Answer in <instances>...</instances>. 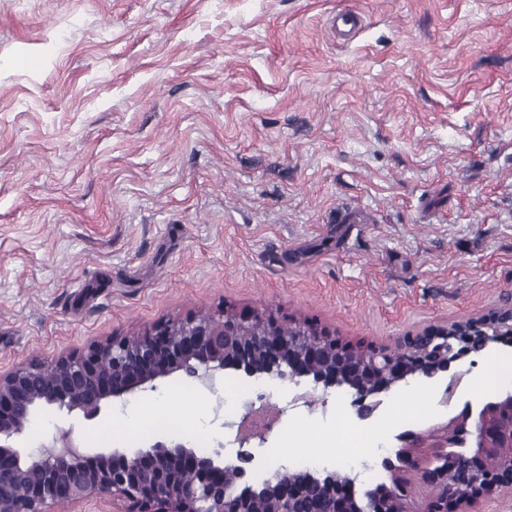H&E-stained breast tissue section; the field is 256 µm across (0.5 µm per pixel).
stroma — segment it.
<instances>
[{"mask_svg":"<svg viewBox=\"0 0 512 512\" xmlns=\"http://www.w3.org/2000/svg\"><path fill=\"white\" fill-rule=\"evenodd\" d=\"M510 303L512 0H0V365L227 305L391 346ZM421 387L362 438L444 421ZM131 402L110 436L128 404L34 423L129 454L163 413L280 472L348 450L319 391L267 387L263 443L182 375Z\"/></svg>","mask_w":512,"mask_h":512,"instance_id":"1","label":"stroma"}]
</instances>
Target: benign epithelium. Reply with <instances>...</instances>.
Segmentation results:
<instances>
[{"label": "benign epithelium", "instance_id": "7a95c632", "mask_svg": "<svg viewBox=\"0 0 512 512\" xmlns=\"http://www.w3.org/2000/svg\"><path fill=\"white\" fill-rule=\"evenodd\" d=\"M480 319L512 331V305ZM510 341L450 335L445 324L403 337L399 358L387 347L359 354L315 325L306 336H291L271 317L226 307L219 319L201 312L133 338L105 336L51 359L0 368V512H46L49 504H82L93 496L123 502L121 512H479L483 502L512 491V459L490 468L499 426H512V388L477 403L464 400L425 435L397 434L395 458L381 462L389 484L361 496L355 481L326 469L289 479L276 473L259 483L255 473L268 467L253 453L226 458L219 447L199 454L177 435L157 436L131 456L90 454L70 428H56L36 453L13 440L44 409L90 421L116 399L156 389L159 379L203 380L224 370L290 390L347 386L361 420L373 417L393 388L416 378L439 382L441 403L451 407L459 399L458 383L443 382L451 364ZM413 482L432 490L420 508L410 507L413 496L404 491Z\"/></svg>", "mask_w": 512, "mask_h": 512}]
</instances>
